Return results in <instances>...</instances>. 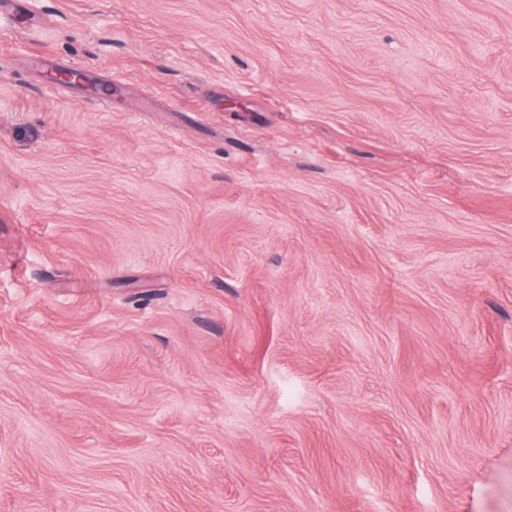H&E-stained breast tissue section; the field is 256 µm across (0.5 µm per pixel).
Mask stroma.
Returning <instances> with one entry per match:
<instances>
[{"instance_id":"obj_1","label":"stroma","mask_w":512,"mask_h":512,"mask_svg":"<svg viewBox=\"0 0 512 512\" xmlns=\"http://www.w3.org/2000/svg\"><path fill=\"white\" fill-rule=\"evenodd\" d=\"M0 512H512V0H0Z\"/></svg>"}]
</instances>
